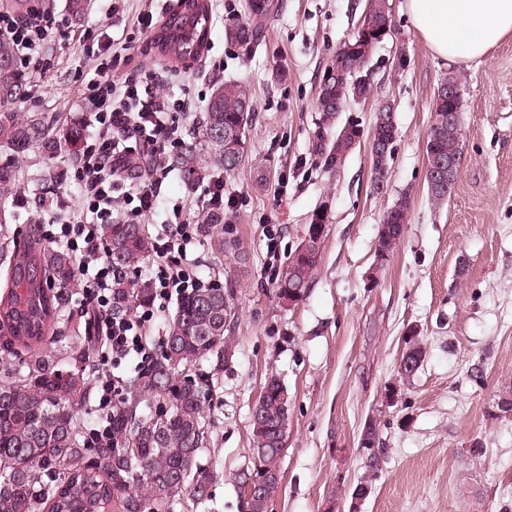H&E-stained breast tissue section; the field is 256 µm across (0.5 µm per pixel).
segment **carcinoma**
I'll list each match as a JSON object with an SVG mask.
<instances>
[{
    "label": "carcinoma",
    "instance_id": "1",
    "mask_svg": "<svg viewBox=\"0 0 512 512\" xmlns=\"http://www.w3.org/2000/svg\"><path fill=\"white\" fill-rule=\"evenodd\" d=\"M278 10V0H244V17L225 29V39L250 49L264 38ZM207 21V0H181L153 44L171 61L197 56L208 43ZM381 41L378 33L366 41L354 36L330 59L331 66L344 63L346 75L319 86L317 108L329 132L338 125L339 107L365 92L363 77ZM15 56L11 40L0 37V147L15 154L12 163L0 164V198L17 191L20 163L30 151L52 156L61 148L44 120L9 111L27 94ZM450 108L461 109L462 101L433 103L428 133V149L444 157L462 153L461 126L448 122ZM253 112L244 82H215L200 141L183 144L172 165L190 184L209 165L234 173L242 165L245 141L230 138L229 132L242 120H251ZM314 152L330 170L348 155L333 136L326 144H314ZM407 216V202L400 198L379 224L390 229L393 249ZM102 235L109 258L124 272L139 267L152 251L141 224H105ZM317 265L316 259L301 263L291 258L277 282V298L287 297L290 286L296 299L303 298ZM9 275L10 291L0 298V351L12 354L18 346L38 348L50 330L67 326L63 291L76 288L78 278L72 254L45 245L33 232L10 251ZM19 288L26 292L22 301ZM151 298V289L120 277L112 287V314L130 313ZM233 301V292L218 287L180 300L163 349L147 369L124 383V392L112 405L107 422L112 440L107 443H94L90 437L92 378L83 368L96 341L90 325H84L78 343L57 331L55 339L62 344L52 353L36 354L22 370L1 362L0 512H174L185 494L198 504L210 500L214 474L197 457L209 440L205 411L211 384L207 376L193 382L187 372L202 362L216 372L226 365L224 324ZM281 393L279 378L268 377L260 419L252 421L258 461L270 469L278 465L279 456L264 444L266 429L288 424Z\"/></svg>",
    "mask_w": 512,
    "mask_h": 512
}]
</instances>
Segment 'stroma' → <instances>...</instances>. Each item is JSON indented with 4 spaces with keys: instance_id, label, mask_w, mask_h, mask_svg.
Segmentation results:
<instances>
[{
    "instance_id": "1",
    "label": "stroma",
    "mask_w": 512,
    "mask_h": 512,
    "mask_svg": "<svg viewBox=\"0 0 512 512\" xmlns=\"http://www.w3.org/2000/svg\"><path fill=\"white\" fill-rule=\"evenodd\" d=\"M178 3L124 0L116 14L112 0H88L83 20L48 42L51 68L29 74L15 111L46 117L58 137L78 122L94 134L96 106L79 91L81 73L95 64L81 39L86 24L107 23L117 52L145 7L170 14ZM279 3L265 39L245 52L224 37L244 0H208L209 43L188 68L194 80L168 86L197 98L183 121L186 136L199 132L215 81H246L256 101L244 163L224 178L237 206L200 232L193 251L200 277L234 293L225 333L233 355L213 373L210 441L198 455L217 479L210 502L185 496L175 512H243L238 476L253 467L252 406L272 375L288 393V426L269 512H348L362 483L361 512H512V36L482 58L445 61L412 28L406 0H388L391 30L370 63L371 96L346 107L369 129L380 102L396 106L393 156L377 192L367 144L336 171L313 149L324 69L368 0ZM451 73L463 101L462 163L438 209L428 199L425 144L435 91ZM73 157L66 147L51 158L29 153L19 177L29 205L0 199V241L22 239L52 217L65 196L58 172ZM163 191L169 203L143 220L149 237L168 224L200 223V184L175 170ZM401 197L407 222L379 269L378 225ZM319 210L326 223L313 282L302 300L283 305L264 273L268 251L276 249L285 269ZM411 331L424 360L404 380L398 362ZM391 385L399 391L388 402ZM370 417L379 425L374 472L359 446Z\"/></svg>"
}]
</instances>
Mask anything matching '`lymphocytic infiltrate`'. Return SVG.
Masks as SVG:
<instances>
[{"instance_id":"1","label":"lymphocytic infiltrate","mask_w":512,"mask_h":512,"mask_svg":"<svg viewBox=\"0 0 512 512\" xmlns=\"http://www.w3.org/2000/svg\"><path fill=\"white\" fill-rule=\"evenodd\" d=\"M65 24L57 13L43 8L42 0H31L21 15L0 11V33L14 42L16 66L25 75L49 70L44 46ZM83 37L97 46L96 64L82 75L81 91L98 104V131L83 139L75 159L59 173L62 183L78 189L77 206L60 219L39 222L37 229L44 242L65 243L78 262L79 282L87 297L84 314L105 338L95 362L102 370L99 404L107 408L118 392L109 368L130 361L142 369L146 329L154 312L147 305L128 316L110 315L112 283L118 273L104 248L101 229L115 214L136 223L164 203L162 187L170 173L166 160L182 142L177 117L189 112L191 101L165 92L162 75L146 64H133L131 55L114 53L103 23L87 26ZM137 159L149 162L150 178L129 193L123 189L124 174ZM197 242L190 224L168 225L154 241L148 281L154 295L180 297L205 288L187 259L188 246Z\"/></svg>"}]
</instances>
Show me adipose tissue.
<instances>
[{"label":"adipose tissue","instance_id":"obj_1","mask_svg":"<svg viewBox=\"0 0 512 512\" xmlns=\"http://www.w3.org/2000/svg\"><path fill=\"white\" fill-rule=\"evenodd\" d=\"M408 16L444 60L483 57L512 34V0H407Z\"/></svg>","mask_w":512,"mask_h":512}]
</instances>
